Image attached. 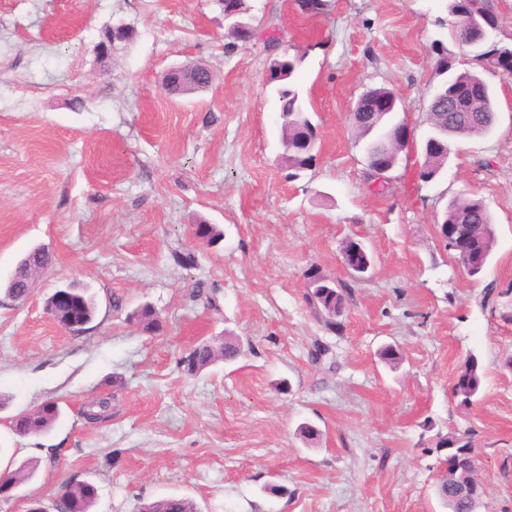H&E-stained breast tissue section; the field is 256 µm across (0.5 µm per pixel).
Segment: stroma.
<instances>
[{
	"label": "stroma",
	"mask_w": 512,
	"mask_h": 512,
	"mask_svg": "<svg viewBox=\"0 0 512 512\" xmlns=\"http://www.w3.org/2000/svg\"><path fill=\"white\" fill-rule=\"evenodd\" d=\"M247 3L260 35L232 47L212 0H0V281L34 246L54 255L25 303L0 291V447L40 461L0 512L51 507L78 481L98 489L92 512L169 496L198 512H447L434 446L453 431L473 439L478 512H512V78L484 72L496 129L453 140L425 183L434 42L457 69L475 66L450 36V0H329L320 13ZM117 26L132 38L101 57ZM265 31L303 55L296 84L321 135L315 167L296 180L277 161ZM195 61L212 70L211 89L170 97L165 71ZM377 87L396 92L395 118L414 133L381 193L349 125ZM460 196L494 217L478 281L439 235ZM200 219L219 225V244L193 238ZM347 237L374 263L335 334L306 299L305 272L347 279ZM69 283L97 305L77 336L45 311ZM199 284L211 301L193 299ZM146 303L154 334L127 319ZM220 336L243 356L182 370L195 344ZM317 343L329 353L315 363ZM387 344L398 365L379 360ZM471 356L483 380L463 406L451 388ZM101 397L111 418L87 423L83 405ZM48 400L63 409L50 431L12 434L14 415ZM304 423L316 440L300 436Z\"/></svg>",
	"instance_id": "1"
}]
</instances>
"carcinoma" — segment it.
I'll return each instance as SVG.
<instances>
[{"label":"carcinoma","mask_w":512,"mask_h":512,"mask_svg":"<svg viewBox=\"0 0 512 512\" xmlns=\"http://www.w3.org/2000/svg\"><path fill=\"white\" fill-rule=\"evenodd\" d=\"M228 22L227 36L231 38L228 45L233 47L238 42H249L257 34V28L249 22L241 21L247 13L246 0H212ZM451 14L457 15L452 29L455 40L463 38L466 14L480 13L483 16L484 30L497 28L498 18L494 12L492 0H452ZM476 56L472 60L482 70H493L492 60L501 51L512 49L511 46L497 41L483 39L475 44ZM435 49L441 54L439 74L445 76L440 83L444 90L455 93L462 109V120L457 126L448 130V136L470 138L489 134L498 120V103L496 94L479 72L473 70L458 71L445 55L441 41L435 42ZM303 62V56L290 58L275 57L270 61V83L274 85L280 103V143L283 153L282 163L289 176L296 179L310 170L317 159V125L307 115L305 104L296 86L295 75ZM398 111L394 107L386 112H378L369 121L359 124L356 134L364 141V153L370 154L378 143L390 140L395 131L388 129L391 115ZM422 178L425 180L437 173L446 161L447 152L435 146L427 139L422 146ZM439 230L448 233L443 239L445 248L452 247L453 238L462 236L463 261L470 269L469 276L479 279L489 263L495 243V230L492 215L479 198L453 199L448 202L444 219ZM360 248L359 263L366 268L373 265V257L365 245L358 239L348 238L342 250ZM41 265L50 267L52 258L44 247L31 248L23 255L18 266ZM308 282L306 298L323 326L332 333L342 331L341 318L344 316L351 298V285L347 281L332 280L322 275L317 269L305 272ZM8 297L15 301H24L30 289L24 287L22 278L7 280L4 284ZM75 308L71 320L80 324V330L93 321L96 313L94 297L84 288L74 291ZM133 319L148 333L160 328V321L154 309L145 304L133 313ZM243 354L241 343L228 337L224 343L216 346L209 341L196 345L181 359L184 371L196 374L219 362L231 363ZM482 367L478 360L471 357L461 368L452 386V394L460 404H471L480 391ZM62 415L60 404L48 408L44 405L24 416L15 415L11 419V429L18 436L40 435L48 432ZM112 403L108 398H98L83 410L84 419L89 423H98L111 417ZM436 450L440 452L437 463L440 466L436 493L449 512H474L478 508L473 497L467 495L470 485H480L476 478L478 458L474 445L467 433L451 432L438 437ZM97 497V489L87 483L65 484L61 487L55 502V512H90ZM139 512H197L194 504L180 497H166L152 502H144Z\"/></svg>","instance_id":"cac0c4a2"}]
</instances>
